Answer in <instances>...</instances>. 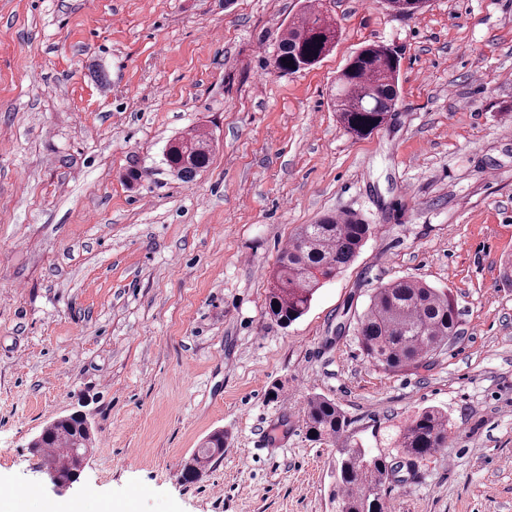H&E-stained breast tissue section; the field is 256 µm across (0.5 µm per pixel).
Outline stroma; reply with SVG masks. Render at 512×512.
Returning <instances> with one entry per match:
<instances>
[{"mask_svg": "<svg viewBox=\"0 0 512 512\" xmlns=\"http://www.w3.org/2000/svg\"><path fill=\"white\" fill-rule=\"evenodd\" d=\"M322 3L335 49L280 74L302 0H0V489L27 512H336L338 447L304 424L315 395L372 450L417 409L447 413V447L388 512H512V0L411 18ZM373 43L398 51L400 97L355 139L329 93ZM194 132L214 150L185 183L163 153ZM325 213L371 234L277 324L269 272ZM400 278L448 291L459 335L392 372L355 326ZM77 411L96 442L59 495L27 444ZM216 429L223 459L186 481Z\"/></svg>", "mask_w": 512, "mask_h": 512, "instance_id": "35a3bbf8", "label": "stroma"}]
</instances>
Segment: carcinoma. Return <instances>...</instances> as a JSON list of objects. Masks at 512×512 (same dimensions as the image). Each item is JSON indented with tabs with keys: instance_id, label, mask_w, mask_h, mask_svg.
Masks as SVG:
<instances>
[{
	"instance_id": "cac0c4a2",
	"label": "carcinoma",
	"mask_w": 512,
	"mask_h": 512,
	"mask_svg": "<svg viewBox=\"0 0 512 512\" xmlns=\"http://www.w3.org/2000/svg\"><path fill=\"white\" fill-rule=\"evenodd\" d=\"M398 15L413 16L426 0H385ZM338 41L336 22L320 7L306 6L283 30L273 68L280 74L308 69L329 55ZM400 59L383 44H368L355 52L337 77L333 110L344 130L364 138L386 126L399 98ZM213 147L203 134L182 136L164 152L167 169L183 182L192 181L208 167ZM371 234V225L352 216L324 215L302 224L284 248L271 274L269 315L288 325L310 308L315 293L333 280L354 259ZM458 336V319L448 292L422 281L401 279L383 284L370 296L358 317L356 338L367 360L387 371L417 367L442 351ZM307 434L315 441L341 443L336 463V500L347 512H371L374 493L387 495L393 472L416 465L448 444V415L426 407L395 426L384 449L373 455L347 435L350 422L336 403L322 396L306 405ZM75 435L65 437V455L58 471L66 477L73 467ZM224 431L210 433L185 463L183 476L194 480L203 468L224 455Z\"/></svg>"
}]
</instances>
